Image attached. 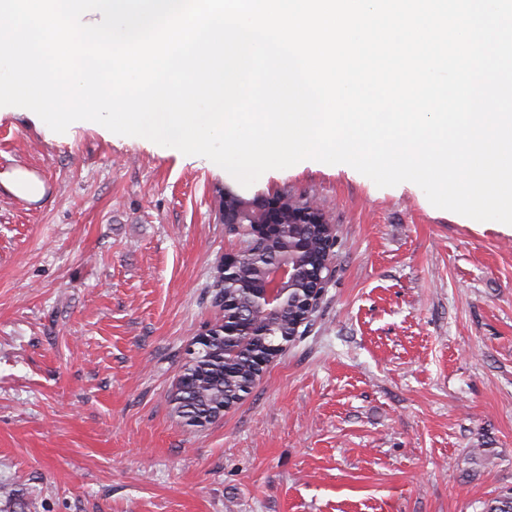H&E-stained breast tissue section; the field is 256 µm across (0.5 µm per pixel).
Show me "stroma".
<instances>
[{
  "label": "stroma",
  "mask_w": 512,
  "mask_h": 512,
  "mask_svg": "<svg viewBox=\"0 0 512 512\" xmlns=\"http://www.w3.org/2000/svg\"><path fill=\"white\" fill-rule=\"evenodd\" d=\"M0 512H482L512 493V226L304 160L242 186L93 125L0 114ZM337 228L309 333L196 428L172 398L239 247L225 189ZM16 195L26 199H36L43 193L42 182L21 168L14 169L3 179Z\"/></svg>",
  "instance_id": "stroma-1"
}]
</instances>
